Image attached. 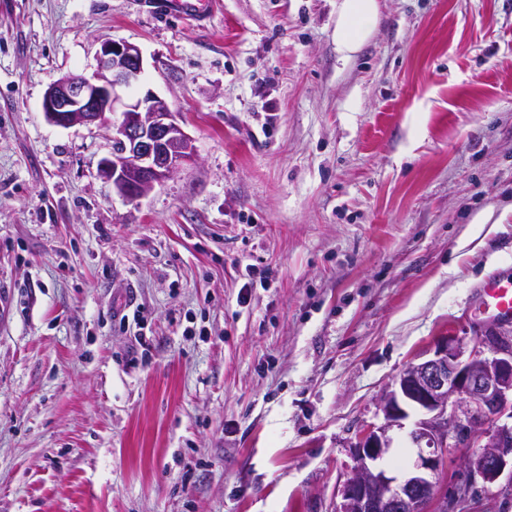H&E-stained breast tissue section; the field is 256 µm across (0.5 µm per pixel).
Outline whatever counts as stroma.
<instances>
[{
	"label": "stroma",
	"mask_w": 512,
	"mask_h": 512,
	"mask_svg": "<svg viewBox=\"0 0 512 512\" xmlns=\"http://www.w3.org/2000/svg\"><path fill=\"white\" fill-rule=\"evenodd\" d=\"M340 2L0 0V512H332L386 388L492 324L512 0H378L348 59ZM104 39L196 148L134 202L41 110ZM211 5V0H163L167 14L182 15L198 22L207 19Z\"/></svg>",
	"instance_id": "obj_1"
}]
</instances>
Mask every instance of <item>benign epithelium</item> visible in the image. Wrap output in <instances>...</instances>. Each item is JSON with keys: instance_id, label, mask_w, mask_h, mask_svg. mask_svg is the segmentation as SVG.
Listing matches in <instances>:
<instances>
[{"instance_id": "1", "label": "benign epithelium", "mask_w": 512, "mask_h": 512, "mask_svg": "<svg viewBox=\"0 0 512 512\" xmlns=\"http://www.w3.org/2000/svg\"><path fill=\"white\" fill-rule=\"evenodd\" d=\"M140 48L105 41L90 75L68 73L45 91L41 109L56 126H112L122 151L103 159L97 175L135 200L196 160L193 138L180 115L151 90L141 92ZM380 424L360 429L353 465L336 489L334 512H448L441 496L449 449L477 448L467 460L470 481L456 489L468 501L471 481H512V328L504 323L480 335L443 336L427 357L410 363L378 403ZM416 419L408 433L415 457L398 481L379 467L390 451V431Z\"/></svg>"}]
</instances>
